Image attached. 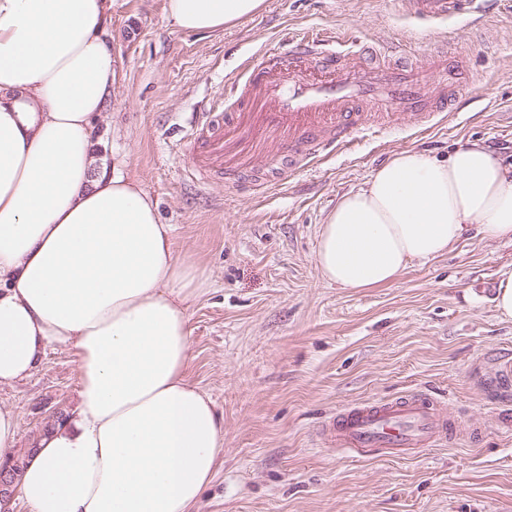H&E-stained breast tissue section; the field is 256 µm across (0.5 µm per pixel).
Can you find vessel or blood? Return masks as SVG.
<instances>
[{
  "label": "vessel or blood",
  "instance_id": "1",
  "mask_svg": "<svg viewBox=\"0 0 512 512\" xmlns=\"http://www.w3.org/2000/svg\"><path fill=\"white\" fill-rule=\"evenodd\" d=\"M492 0H406L415 16L432 21L486 20ZM402 48L365 50L360 40L339 48L304 39L249 62L232 83V103L201 113L187 153L192 169L259 186L257 162L282 153L289 170H303L352 141L386 130L399 114L424 126L449 105L463 103L464 56L447 45L430 52L439 74L421 79L399 66ZM448 430L433 399L412 394L342 409L325 441L353 455L404 452L432 445Z\"/></svg>",
  "mask_w": 512,
  "mask_h": 512
}]
</instances>
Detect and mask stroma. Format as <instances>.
I'll return each instance as SVG.
<instances>
[{"mask_svg": "<svg viewBox=\"0 0 512 512\" xmlns=\"http://www.w3.org/2000/svg\"><path fill=\"white\" fill-rule=\"evenodd\" d=\"M108 27L115 79L94 121L100 154L142 183L175 227L178 256L210 275L189 310L187 376L216 403L224 453L193 512H512V426L502 422L512 319L493 302L512 240L469 231L377 288L326 283L315 263L326 214L394 153L444 158L479 141L512 160V0H498L476 34L461 19L432 26L404 0H262L212 34L175 29L164 0H112ZM311 31L403 43L421 66V40L434 33L466 51L480 79L434 128L399 116L308 170L266 168L265 189L190 175L182 129L252 55ZM77 392L75 351L58 345L1 387L19 418L17 450L73 410ZM416 392L449 417L436 445L364 458L322 444L323 423L342 408Z\"/></svg>", "mask_w": 512, "mask_h": 512, "instance_id": "obj_1", "label": "stroma"}]
</instances>
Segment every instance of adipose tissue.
<instances>
[{
  "label": "adipose tissue",
  "mask_w": 512,
  "mask_h": 512,
  "mask_svg": "<svg viewBox=\"0 0 512 512\" xmlns=\"http://www.w3.org/2000/svg\"><path fill=\"white\" fill-rule=\"evenodd\" d=\"M262 0H166L186 32L223 30ZM111 0H0V387L50 346L77 356L78 403L47 428L18 485L29 512H191L224 422L186 374L188 310L208 276L136 179L107 171L93 122L112 96ZM476 226L512 240V165L478 142L402 151L319 226L322 278L395 282Z\"/></svg>",
  "instance_id": "obj_1"
}]
</instances>
